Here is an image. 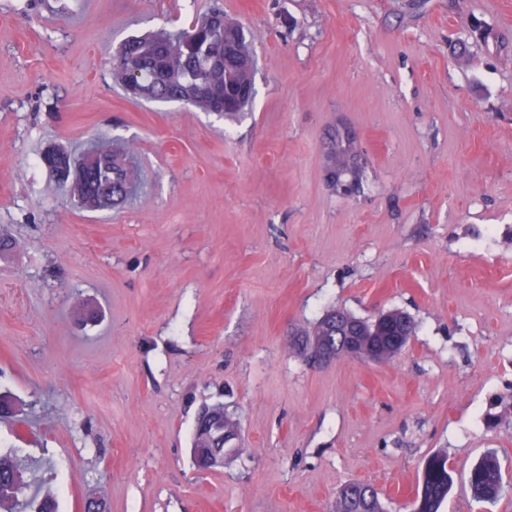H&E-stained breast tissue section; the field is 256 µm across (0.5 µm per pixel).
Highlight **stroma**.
<instances>
[{"label": "stroma", "instance_id": "obj_1", "mask_svg": "<svg viewBox=\"0 0 512 512\" xmlns=\"http://www.w3.org/2000/svg\"><path fill=\"white\" fill-rule=\"evenodd\" d=\"M214 6L255 52L237 118L114 81L124 39ZM339 122L366 156L353 197L324 180ZM94 141L141 177L87 211L40 156ZM1 234L0 449L58 512H330L351 481L410 512L437 451L441 512H512L466 484L489 452L512 474V0H0ZM332 308L416 334L316 365L294 338ZM217 402L241 451L201 471ZM378 319V321H377ZM362 333V336H386L385 330H392L400 336H414L416 326L413 319L405 312L391 310L383 312L374 321H358L351 331Z\"/></svg>", "mask_w": 512, "mask_h": 512}]
</instances>
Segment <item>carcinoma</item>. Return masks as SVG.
<instances>
[{"mask_svg": "<svg viewBox=\"0 0 512 512\" xmlns=\"http://www.w3.org/2000/svg\"><path fill=\"white\" fill-rule=\"evenodd\" d=\"M223 24L213 26L210 17L193 21L187 27L162 30L153 34L130 37L122 42L124 54L112 69L113 78L121 83L134 79L142 90L141 97L154 102H181L203 111H210L209 96L225 94L234 84H242L247 74L224 60V46L246 41L244 26L221 8ZM332 158L348 165L354 156L363 155L360 141L331 136ZM95 165L88 174L89 187L112 190V204L122 202L139 179L138 169L132 163L133 152H116L105 146L89 151ZM343 315L339 309H330L313 325L301 331L309 336H335L340 330L329 326ZM355 330L365 336H382L392 330L401 336L415 335L413 319L405 312L391 310L374 321H358ZM211 419L225 424V428L240 432L238 423L224 419V405L218 403L204 408L198 420ZM208 437L200 433L193 437L195 465L208 470L216 467V459L205 455L209 451ZM28 464L16 452L0 453V512H21L22 506L36 507L34 512H56L53 500L27 498L31 485L24 478ZM468 485L473 498L495 503L505 490L498 458L486 455L470 471ZM452 487V470L448 457L430 455L422 467V476L413 499V512H440ZM332 512H385L378 490L370 483L351 482L336 496Z\"/></svg>", "mask_w": 512, "mask_h": 512, "instance_id": "obj_1", "label": "carcinoma"}]
</instances>
